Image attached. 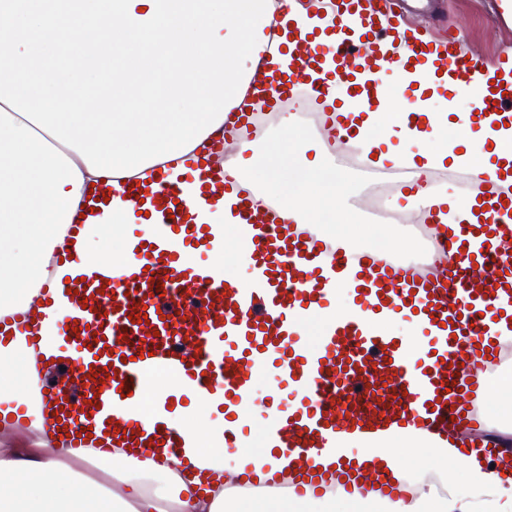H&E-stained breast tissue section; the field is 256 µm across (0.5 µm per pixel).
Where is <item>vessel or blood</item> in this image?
Masks as SVG:
<instances>
[{
	"mask_svg": "<svg viewBox=\"0 0 512 512\" xmlns=\"http://www.w3.org/2000/svg\"><path fill=\"white\" fill-rule=\"evenodd\" d=\"M335 30L328 35L285 25L280 48L287 72L257 67L249 88L264 110H280L296 86L312 105L331 86L358 101L376 100L381 75L430 71L449 85L483 76L480 103L462 115L477 128H512V60L460 55L455 42L418 37L392 10L391 0H331ZM261 114L230 113L224 135L253 134ZM491 173L472 185L476 221L454 224L435 237L444 265L417 267L393 255L349 245L292 224L276 205L259 206L243 184L229 186L223 169L198 175L159 169L154 190L123 183L107 197L151 201L133 259L117 267L87 261L81 239L107 233L103 224H69L45 257L41 287L66 304L51 356L40 357V335L26 337L35 357L20 411L0 408V435L34 434L50 448L166 447L179 454L191 436L177 411L205 409L222 416L215 447L238 448L248 428L258 372L274 373L265 403L263 439L273 459L247 464L232 490L251 494L334 492L357 497L375 491L395 501L413 494L409 468H360L345 438L387 451L401 429L428 432L438 450L501 449L481 424L490 391L472 371L476 358L494 367L505 348L492 327L512 325V161L491 157ZM199 180L204 199L235 188L239 213L251 231L243 255L250 285L238 287L223 269L198 261L224 248V229L199 224L183 197ZM354 272L352 307L327 327L317 347L306 345L313 313L328 308L333 272ZM161 290H153L152 282ZM144 323L132 322L135 314ZM402 315L419 327L424 348L386 329ZM22 313L0 317V344L28 329ZM91 435H84V428Z\"/></svg>",
	"mask_w": 512,
	"mask_h": 512,
	"instance_id": "vessel-or-blood-1",
	"label": "vessel or blood"
}]
</instances>
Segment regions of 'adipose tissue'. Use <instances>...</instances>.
Here are the masks:
<instances>
[{
  "instance_id": "1",
  "label": "adipose tissue",
  "mask_w": 512,
  "mask_h": 512,
  "mask_svg": "<svg viewBox=\"0 0 512 512\" xmlns=\"http://www.w3.org/2000/svg\"><path fill=\"white\" fill-rule=\"evenodd\" d=\"M285 5L307 29L334 24L330 0H0V316L30 309L43 257L76 213L88 224L136 221L134 203L104 200L100 186L126 176L149 185L158 164L183 173L210 158L229 112L247 103L257 64L288 68L267 35ZM413 83L441 85L420 73L383 80L369 115L377 160L443 166L447 147L408 127L401 94ZM417 107L433 128H454L473 176L487 171L491 155L512 160L511 131L450 125L428 99ZM395 129L401 141L387 145ZM186 199L198 223L247 241L234 192L209 204L191 185ZM256 455L206 439L177 457L143 459L120 449L104 458L92 448H0V512H288L302 504L296 495L225 492L230 461ZM66 458L74 468L64 480ZM98 459L102 483L78 469ZM463 483L434 512H512V460L473 453Z\"/></svg>"
}]
</instances>
